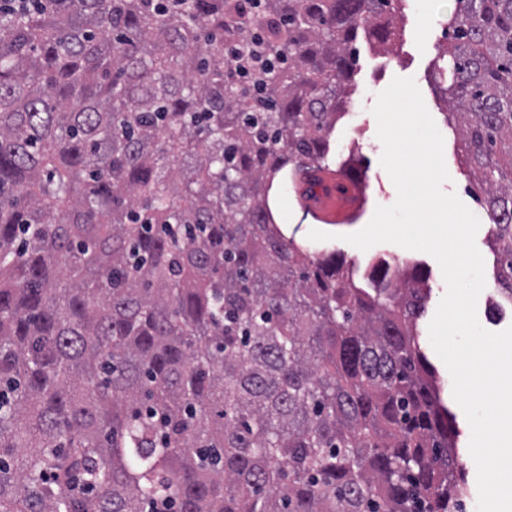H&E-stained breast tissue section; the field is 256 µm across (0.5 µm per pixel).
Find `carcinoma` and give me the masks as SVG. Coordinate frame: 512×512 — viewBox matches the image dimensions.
<instances>
[{
  "label": "carcinoma",
  "mask_w": 512,
  "mask_h": 512,
  "mask_svg": "<svg viewBox=\"0 0 512 512\" xmlns=\"http://www.w3.org/2000/svg\"><path fill=\"white\" fill-rule=\"evenodd\" d=\"M400 2L0 14V512H458L427 275L359 288L269 206ZM454 2L435 81L512 304V0Z\"/></svg>",
  "instance_id": "carcinoma-1"
}]
</instances>
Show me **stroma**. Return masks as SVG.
<instances>
[{"instance_id": "35a3bbf8", "label": "stroma", "mask_w": 512, "mask_h": 512, "mask_svg": "<svg viewBox=\"0 0 512 512\" xmlns=\"http://www.w3.org/2000/svg\"><path fill=\"white\" fill-rule=\"evenodd\" d=\"M454 6V0H441L436 13L425 14L417 9L416 0H403L399 35L392 45L385 48L364 38L359 39L356 44L355 89L347 100L344 115L334 127L331 151L325 161L330 169L349 174L357 181L361 204L353 223L323 224L304 216L292 181L279 183L273 196L277 199L288 198L291 204L290 221L283 225V233L294 238L310 253L334 250L343 253L357 267L358 286H366L367 266L377 260L395 257L404 266L420 265L428 275L431 287L427 311L435 313L446 292V284L433 257L391 243H381L363 251L344 240L345 235L358 232L369 223L377 206L391 205L397 198V191L379 162L382 145L376 136L377 122L371 108L377 94L393 78H413L444 138V159L451 177L450 183L445 184L444 189L456 193L480 221L476 245L484 259L488 287L478 298L477 317L483 328L497 332L512 325V308L504 307L498 314L493 311L495 303L500 299L498 290L493 287L498 266L490 246L494 227L481 204L483 191L463 161L460 133L456 126L447 122V107L433 80L435 62L448 44V17ZM314 229L329 233V240H310L308 234ZM424 352L437 372L443 386V403L454 417L460 433L458 451L462 461L461 475L469 490V495L464 500L465 512H477V473L469 453L470 427L462 409L453 398L452 378L447 367L432 346H425Z\"/></svg>"}]
</instances>
